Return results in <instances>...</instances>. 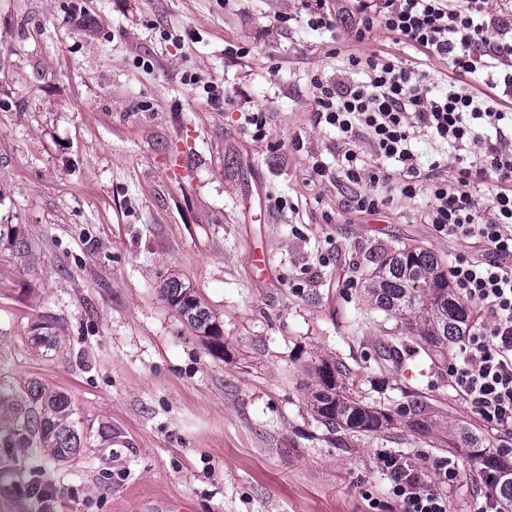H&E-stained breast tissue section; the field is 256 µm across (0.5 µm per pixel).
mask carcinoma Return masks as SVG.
I'll list each match as a JSON object with an SVG mask.
<instances>
[{
	"label": "carcinoma",
	"instance_id": "cac0c4a2",
	"mask_svg": "<svg viewBox=\"0 0 512 512\" xmlns=\"http://www.w3.org/2000/svg\"><path fill=\"white\" fill-rule=\"evenodd\" d=\"M373 268L364 284V295L374 309L395 320L416 340L408 355L419 354L439 368L448 364V350L465 333L468 306L450 288L447 266L423 247H400L372 260ZM164 297L187 323L205 336H214L217 328L194 289L179 280L165 283ZM317 388L311 395V411L331 432L381 435L406 429L417 434L438 427L433 411L416 392L405 391L396 406H378L366 401L346 386L350 368L341 361L322 362L312 368ZM42 402L41 411L26 421L25 430L54 449L59 460L67 459L81 448V436L71 419L69 398L61 393L34 391ZM451 448L478 464L482 470H494L491 493L505 506L512 507V463L488 450L486 439L470 427L455 421L448 424Z\"/></svg>",
	"mask_w": 512,
	"mask_h": 512
}]
</instances>
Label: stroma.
<instances>
[{
    "label": "stroma",
    "mask_w": 512,
    "mask_h": 512,
    "mask_svg": "<svg viewBox=\"0 0 512 512\" xmlns=\"http://www.w3.org/2000/svg\"><path fill=\"white\" fill-rule=\"evenodd\" d=\"M304 4L0 0V512H399L379 454L451 456L408 431L331 433L310 411L314 364L342 360L367 390L384 348L413 343L365 301L366 255L452 248L426 197L366 214L313 179L338 143L311 80L353 73L288 24ZM257 111L261 140L241 118ZM171 279L217 335L168 304ZM39 325L55 347L36 346ZM389 382L480 431L445 370L409 358ZM34 383L72 401L67 460L21 429ZM34 481L50 508L25 495ZM485 493L461 461L450 512ZM163 292L168 303L177 309L195 331L206 336L216 335L217 328L212 322V316L202 305L194 288H190L179 280L171 279L165 283Z\"/></svg>",
    "instance_id": "obj_1"
}]
</instances>
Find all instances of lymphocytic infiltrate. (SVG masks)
Masks as SVG:
<instances>
[{
    "label": "lymphocytic infiltrate",
    "instance_id": "f902f5d3",
    "mask_svg": "<svg viewBox=\"0 0 512 512\" xmlns=\"http://www.w3.org/2000/svg\"><path fill=\"white\" fill-rule=\"evenodd\" d=\"M301 27L340 30L330 53L362 81L314 77L315 117L334 130L335 166L314 158L315 177L356 188L359 212L386 208L394 196L424 195L425 223L460 245L448 280L468 302L466 334L449 355L448 384L474 417L512 439V9L503 0H308ZM383 33L447 64V85L383 49L359 44ZM425 133L439 153L424 162L413 147ZM382 469L401 512H449L460 474L456 459L429 472L384 454Z\"/></svg>",
    "mask_w": 512,
    "mask_h": 512
}]
</instances>
